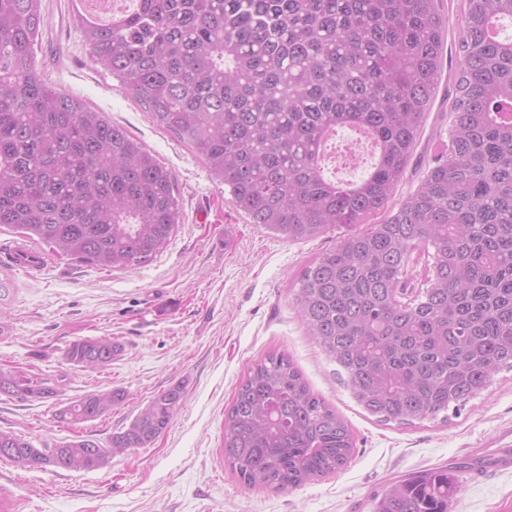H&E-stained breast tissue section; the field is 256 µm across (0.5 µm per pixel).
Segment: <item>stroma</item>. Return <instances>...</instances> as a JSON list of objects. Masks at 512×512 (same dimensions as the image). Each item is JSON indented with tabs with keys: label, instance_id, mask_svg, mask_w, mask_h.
Here are the masks:
<instances>
[{
	"label": "stroma",
	"instance_id": "stroma-1",
	"mask_svg": "<svg viewBox=\"0 0 512 512\" xmlns=\"http://www.w3.org/2000/svg\"><path fill=\"white\" fill-rule=\"evenodd\" d=\"M41 7L40 74L125 127L172 171L180 220L167 246L132 269L78 264L46 244L39 247L47 259L42 271L10 267L14 289L0 304V367L49 382L58 394L0 397V430L38 448L77 435L105 444L162 391L180 384L184 393L150 445L113 455L99 469L29 471L0 461V499L9 512H373L374 497L391 483L440 466L456 481L448 512H512V472L476 480L470 471L512 441V372L496 374L445 421L385 424L365 412L294 303L305 266L351 226L291 241L246 223L203 162L91 62L71 0H41ZM439 8L446 18L442 79L398 200L416 189L448 137L463 2L440 0ZM87 337L118 340L125 350L104 369H74L65 350ZM275 352L291 356L313 392L348 421L355 441L343 468L283 492L247 486L224 460V417L237 388ZM116 389L126 398L110 413L73 426L56 421L62 405Z\"/></svg>",
	"mask_w": 512,
	"mask_h": 512
}]
</instances>
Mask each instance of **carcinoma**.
I'll use <instances>...</instances> for the list:
<instances>
[{
	"mask_svg": "<svg viewBox=\"0 0 512 512\" xmlns=\"http://www.w3.org/2000/svg\"><path fill=\"white\" fill-rule=\"evenodd\" d=\"M41 0H0V225L26 242L103 269L152 260L180 219L175 178L103 113L51 86L36 66ZM448 143L418 188L395 203L441 78L446 19L436 0H134L107 23L74 13L91 59L154 122L203 161L247 223L292 240L387 217L350 234L302 272L295 301L346 374L357 403L384 423L435 419L512 370V0H464ZM373 141L356 182L325 171L337 128ZM425 252L422 283L409 263ZM110 338H80L65 360L103 369ZM0 395L56 388L0 369ZM183 397L156 395L108 447L57 444L56 467L91 471L144 448ZM125 399L91 393L56 414L70 425ZM0 430L1 448H31ZM348 424L285 354L251 368L224 421V453L253 488L284 491L344 467ZM454 476L397 480L374 512H448Z\"/></svg>",
	"mask_w": 512,
	"mask_h": 512,
	"instance_id": "obj_1",
	"label": "carcinoma"
}]
</instances>
